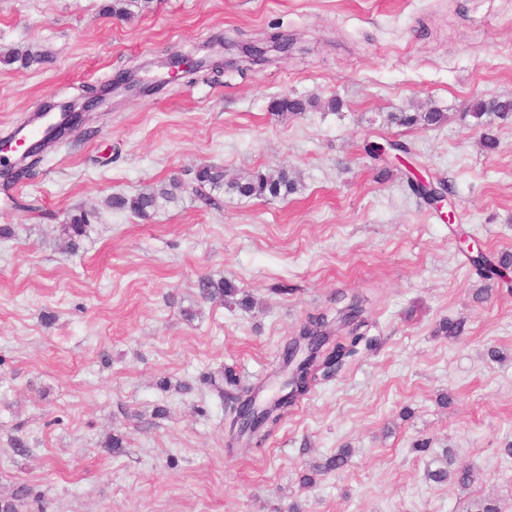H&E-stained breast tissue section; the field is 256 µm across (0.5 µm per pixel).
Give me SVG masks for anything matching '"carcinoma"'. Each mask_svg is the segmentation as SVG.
<instances>
[{"instance_id":"1","label":"carcinoma","mask_w":512,"mask_h":512,"mask_svg":"<svg viewBox=\"0 0 512 512\" xmlns=\"http://www.w3.org/2000/svg\"><path fill=\"white\" fill-rule=\"evenodd\" d=\"M43 61V53L28 48L23 51H1L0 64L11 66L15 63L23 68H29ZM311 103L297 97L282 96L272 101L270 109L272 115L283 117L285 115H299L307 110ZM467 115L475 120V124L485 128L482 140L486 147L494 149L497 146V138L488 128V123L483 117L494 115L500 119L512 116V99L509 98H477L468 105ZM448 120V115L436 108H429L424 112H399L388 115V121L396 122L404 126L421 125L423 127H437ZM196 183L212 191H228L245 198L276 199L285 198L299 190V181L295 174L286 167L274 172L254 171L245 177L226 179L224 169L214 165L199 167L194 172ZM181 189V184L170 180L169 184L152 187L147 191L135 195L114 194L108 201L115 211H126L134 214L142 220H148L154 215L162 204L174 201L176 191ZM92 212L78 209L71 214L67 223L61 227V248L66 252H73L78 248V242L87 236L90 224H92ZM470 264L476 273L484 279H495L506 288L512 290V255L503 253L498 257L486 255L482 252L470 257ZM201 296L206 300H218L225 306H246L249 299L237 298L240 289L230 280L212 279L205 277L199 283ZM336 312L322 311L311 315L303 323L299 332L310 333L336 318ZM366 326V321H360L353 332L344 339L334 341L332 347L320 358L309 357L297 369L299 384L297 393L291 398H283L268 407L262 409L257 417L255 429L250 436V442L256 448L264 446L288 418L296 404L308 395L317 386L333 379L342 371L348 360L359 353V346L372 347L376 339L365 336L361 329ZM438 330L444 335L456 339L463 335L465 322L461 320L444 319L440 321ZM212 386L224 396L226 403L225 412L228 420V428L234 429L238 417V406L246 398L252 389L243 388L238 380L228 374L220 373L210 378ZM28 496L27 489L21 488L9 494H0V512H20L24 498Z\"/></svg>"}]
</instances>
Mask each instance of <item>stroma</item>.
<instances>
[{"label":"stroma","mask_w":512,"mask_h":512,"mask_svg":"<svg viewBox=\"0 0 512 512\" xmlns=\"http://www.w3.org/2000/svg\"><path fill=\"white\" fill-rule=\"evenodd\" d=\"M109 3L0 0V51L49 54L0 65V137L176 50L272 33L296 50L115 101L94 134L53 143L34 176L0 186L12 229L0 238V491L28 488L24 512H470L479 500L512 512V293L468 260L472 246L512 253V117L492 118L488 150L465 115L472 99L512 97V0H151L128 21ZM286 94L315 106L273 116ZM431 106L446 123L387 121ZM390 141L412 145L411 167L368 158ZM201 164L230 178L284 166L302 188L208 193ZM412 171L452 180L453 221L411 193ZM173 178L177 201L150 220L105 204ZM79 207L96 217L65 254L60 229ZM205 276L254 307L203 300ZM340 292L366 299L376 346L264 447L229 443L209 374L271 397L285 344ZM447 318L465 319L463 336L436 335ZM109 433L121 453L102 448ZM343 446L344 466L317 473ZM450 465L475 481L428 479ZM43 56V53L33 49L32 47L19 52L1 51L0 64H3L4 66H11L19 62L22 68H29L34 64L42 63Z\"/></svg>","instance_id":"1"}]
</instances>
